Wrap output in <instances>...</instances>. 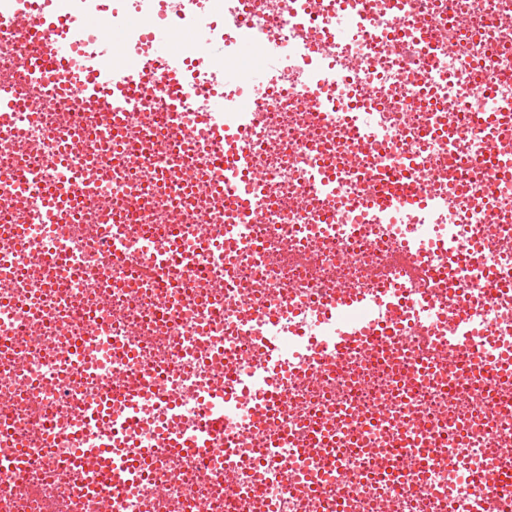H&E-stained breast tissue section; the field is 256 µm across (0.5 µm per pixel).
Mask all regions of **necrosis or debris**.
Instances as JSON below:
<instances>
[{
    "mask_svg": "<svg viewBox=\"0 0 512 512\" xmlns=\"http://www.w3.org/2000/svg\"><path fill=\"white\" fill-rule=\"evenodd\" d=\"M245 3L238 26L225 0L199 4L225 66L242 36L305 65L251 131L261 177L243 204L181 183L221 176L195 122L199 46L183 52L190 95L119 102L131 167L104 90L18 68L22 32L0 25V224L29 227L22 244L0 236V512H502L512 486L489 477L512 446V384L477 372L512 346V287L489 286L512 273V178L481 179L496 129L478 110L512 121V0ZM374 173L423 204L378 218L360 192ZM414 237L415 262L451 291L433 319L408 308L390 344L356 339L340 362L289 373L336 331L317 319L323 293L364 296L354 320H386L395 246ZM476 243L480 262L463 255ZM463 305L480 315L452 346ZM263 310L278 324L260 327ZM215 411L212 455L168 447ZM127 414L154 455L112 449L131 471L115 486L89 446Z\"/></svg>",
    "mask_w": 512,
    "mask_h": 512,
    "instance_id": "4bbe7bcc",
    "label": "necrosis or debris"
}]
</instances>
